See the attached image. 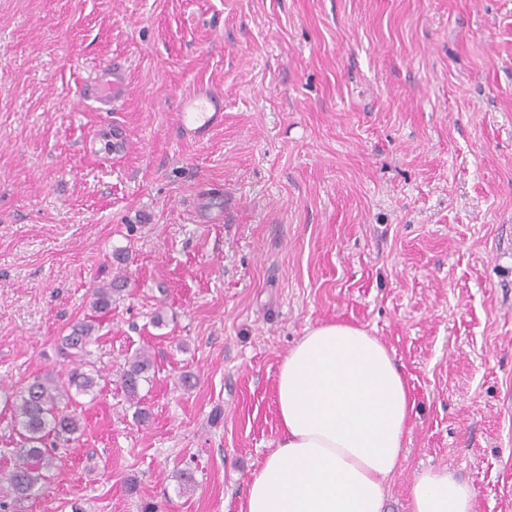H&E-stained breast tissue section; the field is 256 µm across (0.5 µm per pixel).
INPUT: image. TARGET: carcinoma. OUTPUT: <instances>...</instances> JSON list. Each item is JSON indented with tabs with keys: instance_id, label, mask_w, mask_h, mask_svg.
<instances>
[{
	"instance_id": "carcinoma-1",
	"label": "carcinoma",
	"mask_w": 512,
	"mask_h": 512,
	"mask_svg": "<svg viewBox=\"0 0 512 512\" xmlns=\"http://www.w3.org/2000/svg\"><path fill=\"white\" fill-rule=\"evenodd\" d=\"M121 291L115 281L95 289L92 310L111 311L112 297ZM95 329V322L91 320L73 325L70 333L61 338V353L75 359L86 356ZM151 367V359L144 352L135 353L127 362L121 385L130 403L137 405L141 401L140 388L142 383L150 381ZM97 386V378L77 366L70 369L64 379L45 374L15 391L0 394L3 408L10 410L19 437L16 462L0 475V481L4 479L8 485L6 496L0 499V512H17L16 506L45 481L44 470L50 467L51 452L70 447L80 429L69 406L80 395L94 394Z\"/></svg>"
}]
</instances>
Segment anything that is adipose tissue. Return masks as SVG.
<instances>
[{
  "label": "adipose tissue",
  "instance_id": "ef3b65f1",
  "mask_svg": "<svg viewBox=\"0 0 512 512\" xmlns=\"http://www.w3.org/2000/svg\"><path fill=\"white\" fill-rule=\"evenodd\" d=\"M281 441L251 479L243 512H384L413 403L390 350L340 322L309 328L275 381ZM411 512H475L447 469L418 473Z\"/></svg>",
  "mask_w": 512,
  "mask_h": 512
}]
</instances>
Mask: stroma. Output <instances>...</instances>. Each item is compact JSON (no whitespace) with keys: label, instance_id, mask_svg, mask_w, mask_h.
Returning <instances> with one entry per match:
<instances>
[{"label":"stroma","instance_id":"1","mask_svg":"<svg viewBox=\"0 0 512 512\" xmlns=\"http://www.w3.org/2000/svg\"><path fill=\"white\" fill-rule=\"evenodd\" d=\"M113 59L105 112L80 91ZM199 85L224 97L204 142L177 124ZM89 319L101 391L21 512H242L279 367L325 322L409 390L388 512L443 467L512 512V0H0V388L65 373ZM117 280L114 279L107 286L96 288L93 293V300L91 308L95 312H110L112 310V297L114 295H120L122 286L117 285ZM95 329L96 325L93 320L73 325L70 333L61 338V353L65 357L79 358V361H81L82 357L89 353L87 347L92 341V334ZM151 367V359L144 352H136L127 362V367L121 376V385L128 401L133 405H138L141 401L140 388L142 382L150 381L146 374H148Z\"/></svg>","mask_w":512,"mask_h":512}]
</instances>
